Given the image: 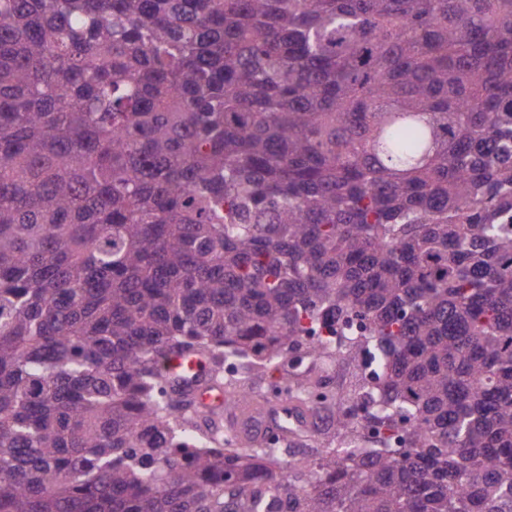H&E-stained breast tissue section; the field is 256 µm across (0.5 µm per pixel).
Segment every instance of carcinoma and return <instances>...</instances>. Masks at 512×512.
<instances>
[{"mask_svg": "<svg viewBox=\"0 0 512 512\" xmlns=\"http://www.w3.org/2000/svg\"><path fill=\"white\" fill-rule=\"evenodd\" d=\"M0 512H512V0H0ZM199 359L194 356H180L169 360L165 373L192 389L197 403L203 408L224 406V392L215 387L198 384Z\"/></svg>", "mask_w": 512, "mask_h": 512, "instance_id": "1", "label": "carcinoma"}]
</instances>
